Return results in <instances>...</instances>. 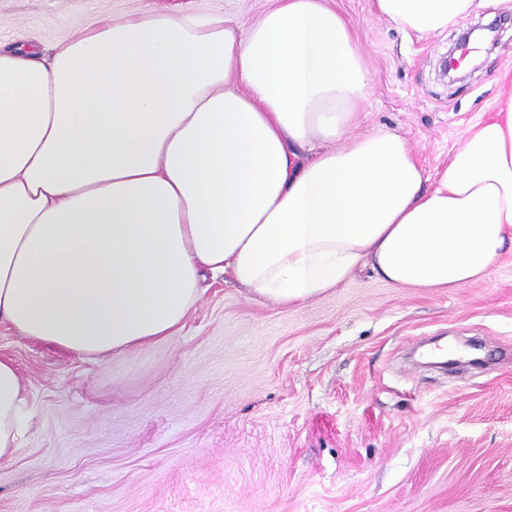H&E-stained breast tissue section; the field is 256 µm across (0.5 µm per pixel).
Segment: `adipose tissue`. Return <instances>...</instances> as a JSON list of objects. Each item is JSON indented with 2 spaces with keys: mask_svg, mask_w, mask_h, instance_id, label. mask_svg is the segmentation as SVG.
Returning <instances> with one entry per match:
<instances>
[{
  "mask_svg": "<svg viewBox=\"0 0 512 512\" xmlns=\"http://www.w3.org/2000/svg\"><path fill=\"white\" fill-rule=\"evenodd\" d=\"M475 0H374L418 36ZM368 71L324 0L226 16H103L51 50L0 46V326L86 358L182 327L207 279L298 303L360 266L458 288L512 247V93L430 189L409 142L360 133ZM308 146L301 158L293 144ZM0 360V463L29 423Z\"/></svg>",
  "mask_w": 512,
  "mask_h": 512,
  "instance_id": "1",
  "label": "adipose tissue"
}]
</instances>
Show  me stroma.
<instances>
[{"label":"stroma","instance_id":"stroma-1","mask_svg":"<svg viewBox=\"0 0 512 512\" xmlns=\"http://www.w3.org/2000/svg\"><path fill=\"white\" fill-rule=\"evenodd\" d=\"M274 0H0V44L78 38L103 15H226ZM370 82L361 131L403 135L426 176L512 90V27L448 83L460 31L420 39L373 0H328ZM432 336L483 340L461 378L413 366ZM29 389L22 451L0 464V512H512V250L488 277L400 288L371 267L298 304L218 279L182 328L86 359L0 328Z\"/></svg>","mask_w":512,"mask_h":512}]
</instances>
